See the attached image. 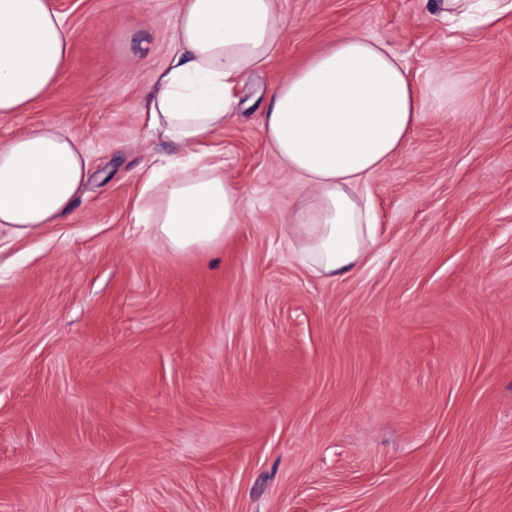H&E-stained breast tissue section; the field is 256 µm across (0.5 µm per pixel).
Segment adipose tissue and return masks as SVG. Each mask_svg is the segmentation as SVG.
Segmentation results:
<instances>
[{"label":"adipose tissue","mask_w":512,"mask_h":512,"mask_svg":"<svg viewBox=\"0 0 512 512\" xmlns=\"http://www.w3.org/2000/svg\"><path fill=\"white\" fill-rule=\"evenodd\" d=\"M285 27L274 0H180L177 51L145 109L153 134L191 149L232 122V87L271 61ZM69 53L64 21L47 0H0V113L39 99ZM269 96L262 132L299 178L282 213L293 254L315 275H345L374 245L364 191L418 118L407 67L377 39L341 35ZM86 168L81 141L54 124L0 142V236L22 239L57 223ZM142 198L173 255L210 250L244 215L243 192L219 160L156 165Z\"/></svg>","instance_id":"ef3b65f1"}]
</instances>
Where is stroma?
<instances>
[{"instance_id": "stroma-1", "label": "stroma", "mask_w": 512, "mask_h": 512, "mask_svg": "<svg viewBox=\"0 0 512 512\" xmlns=\"http://www.w3.org/2000/svg\"><path fill=\"white\" fill-rule=\"evenodd\" d=\"M49 4L69 61L0 142L60 125L88 178L0 242V512H512V13L275 0L280 51L207 145L243 222L174 256L136 213L157 159L187 155L144 112L179 0ZM347 32L402 57L422 107L370 185L368 262L328 281L294 258L295 178L259 119Z\"/></svg>"}]
</instances>
